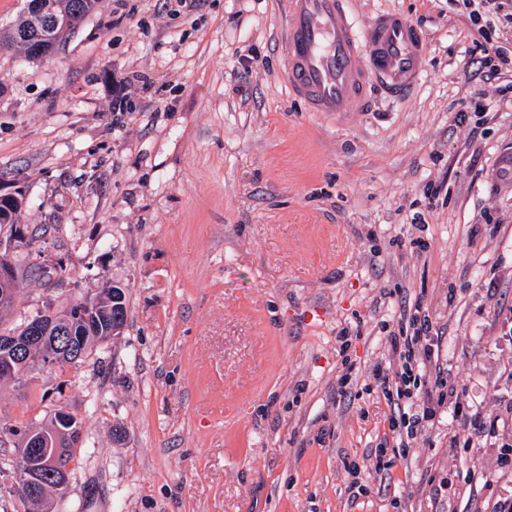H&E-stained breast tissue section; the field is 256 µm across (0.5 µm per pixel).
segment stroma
<instances>
[{
    "mask_svg": "<svg viewBox=\"0 0 512 512\" xmlns=\"http://www.w3.org/2000/svg\"><path fill=\"white\" fill-rule=\"evenodd\" d=\"M288 9L99 0L50 57L0 47V178L44 230L14 255L0 320L127 293L124 330L79 366L0 382V426L62 407L82 422L64 512L512 501V77L491 78L457 0H352L358 22L397 10L417 25L427 70L396 104L309 112L288 92ZM474 95L486 111L458 124ZM57 259L60 279L31 276ZM417 308L493 433L445 403L401 447L388 338Z\"/></svg>",
    "mask_w": 512,
    "mask_h": 512,
    "instance_id": "35a3bbf8",
    "label": "stroma"
}]
</instances>
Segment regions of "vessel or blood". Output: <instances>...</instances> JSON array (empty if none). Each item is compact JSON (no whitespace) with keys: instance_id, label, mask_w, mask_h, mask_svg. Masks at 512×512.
I'll list each match as a JSON object with an SVG mask.
<instances>
[{"instance_id":"vessel-or-blood-1","label":"vessel or blood","mask_w":512,"mask_h":512,"mask_svg":"<svg viewBox=\"0 0 512 512\" xmlns=\"http://www.w3.org/2000/svg\"><path fill=\"white\" fill-rule=\"evenodd\" d=\"M283 48L291 94L314 112H363L374 95L409 96L425 70V40L406 17L358 25L350 0H290Z\"/></svg>"}]
</instances>
